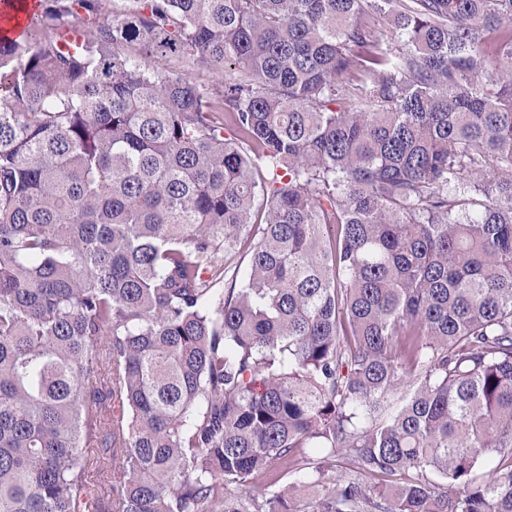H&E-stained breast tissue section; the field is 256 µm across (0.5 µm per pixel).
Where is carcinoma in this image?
Masks as SVG:
<instances>
[{
    "mask_svg": "<svg viewBox=\"0 0 512 512\" xmlns=\"http://www.w3.org/2000/svg\"><path fill=\"white\" fill-rule=\"evenodd\" d=\"M32 30L0 37V512H89L88 442L107 512H512V0ZM149 67L155 70H168L172 68L177 69H185L189 70L190 75L197 81L199 84H204L207 88L213 92L215 96H218L221 92L222 85V74L219 71H202V70H192V67L185 66L174 61L170 58L154 56L149 58L148 61Z\"/></svg>",
    "mask_w": 512,
    "mask_h": 512,
    "instance_id": "obj_1",
    "label": "carcinoma"
}]
</instances>
